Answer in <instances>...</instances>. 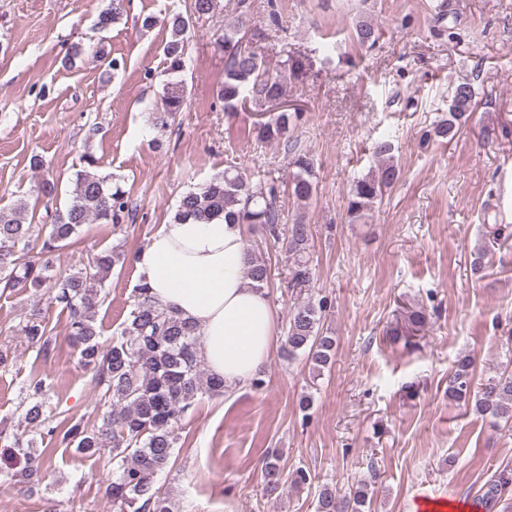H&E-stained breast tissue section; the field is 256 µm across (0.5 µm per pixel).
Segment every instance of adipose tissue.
<instances>
[{"label": "adipose tissue", "mask_w": 512, "mask_h": 512, "mask_svg": "<svg viewBox=\"0 0 512 512\" xmlns=\"http://www.w3.org/2000/svg\"><path fill=\"white\" fill-rule=\"evenodd\" d=\"M244 239V225L220 217L173 219L132 256L152 299L199 326L200 357L229 389L248 386L277 345L276 313L252 286Z\"/></svg>", "instance_id": "adipose-tissue-1"}]
</instances>
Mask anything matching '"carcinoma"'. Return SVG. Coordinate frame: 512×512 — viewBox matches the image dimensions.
Wrapping results in <instances>:
<instances>
[{"label": "carcinoma", "mask_w": 512, "mask_h": 512, "mask_svg": "<svg viewBox=\"0 0 512 512\" xmlns=\"http://www.w3.org/2000/svg\"><path fill=\"white\" fill-rule=\"evenodd\" d=\"M237 16L224 25L217 47L224 52V79L216 97L231 116L254 110L268 112L286 94V75L268 68L249 33L250 4L237 0ZM122 16L120 0H111L100 11L97 25L107 29ZM191 18L175 14L168 20L169 37L163 46L165 85L160 107L152 112L153 126L166 133L176 114L187 103L188 87L183 78L186 67L187 32ZM359 44L377 40L368 12L351 18ZM473 86L459 82L453 86L448 103V118L433 128L435 138L453 140L475 111ZM297 112L286 110L267 120L254 122L256 139L262 142L288 141ZM376 166L357 178L351 186L346 207L349 224H364L374 204L382 201L401 178V169L388 139L375 143ZM291 196L306 204L316 194L314 162L302 153L292 161ZM132 203L120 185L110 186L106 178L84 170L76 174L71 199L62 211H55L48 224H36L23 207L0 209V287L25 288L34 295L47 296L68 316L67 339L79 351L78 363L92 373L102 388L101 402L106 407L102 424L88 428L79 422L70 425L54 421L43 411L50 392L37 375L26 384L25 420L31 438L0 430V445L14 448L23 456L19 470L0 471V482L20 479L31 487L40 486L47 471L33 452L37 440L74 447L85 455H96L110 448L111 479L108 493L118 512H172L168 499L155 486V475L172 460L176 437L174 428L181 417L204 394L224 393V380L204 371L199 356L200 329L168 311L139 284L130 318L112 341L104 345L95 325V314L107 277L124 263V256L105 250L91 262L65 277L53 274L49 261L41 255L77 241L87 224L119 226L132 217ZM224 216L231 224L260 225L276 240L283 239L290 260V283L304 288L313 280L309 257L310 225L296 221L280 225V205L274 190L263 192L252 186L245 172L229 164L202 186L182 196L175 219L208 222ZM251 281L266 288L270 272L262 258L250 252ZM329 309L328 298L308 299L294 307L288 318L283 350L288 358H305L320 370L331 366L335 339L324 334ZM19 332L37 356L48 358L55 349V337L40 313H32L19 326ZM476 357L465 353L455 361L448 376V398L459 406L474 405L478 413L493 422L512 424V371L505 370L476 384ZM512 486V471L501 470L486 483L482 503L490 505ZM368 504V484L363 482L349 494L339 497L325 487L317 498L316 512H363Z\"/></svg>", "instance_id": "1"}]
</instances>
